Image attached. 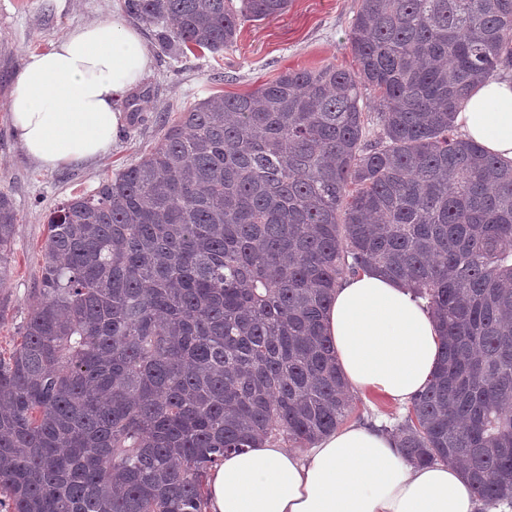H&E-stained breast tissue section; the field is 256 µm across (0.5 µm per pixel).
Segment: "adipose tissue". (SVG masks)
Returning a JSON list of instances; mask_svg holds the SVG:
<instances>
[{"label":"adipose tissue","mask_w":512,"mask_h":512,"mask_svg":"<svg viewBox=\"0 0 512 512\" xmlns=\"http://www.w3.org/2000/svg\"><path fill=\"white\" fill-rule=\"evenodd\" d=\"M153 54L139 30L98 21L30 53L8 100L15 137L39 167L96 160L117 139L119 105L143 87ZM467 139L512 163V79L478 87L456 116ZM328 334L350 391L411 403L440 350L435 320L404 283L371 270L336 288ZM207 512H476L458 466L408 461L377 427L353 423L305 452L265 441L225 454L207 478Z\"/></svg>","instance_id":"adipose-tissue-1"}]
</instances>
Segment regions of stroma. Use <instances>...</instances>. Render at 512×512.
Listing matches in <instances>:
<instances>
[{"mask_svg": "<svg viewBox=\"0 0 512 512\" xmlns=\"http://www.w3.org/2000/svg\"><path fill=\"white\" fill-rule=\"evenodd\" d=\"M123 0H0V191L18 210L11 258L12 277L0 315V352L18 340L37 284L40 250L49 213L73 195L95 190L107 177L136 163L161 138L164 122L217 93L253 91L288 70L328 63L351 69L347 40L360 0H291L287 11L260 22H244L236 42L224 52L175 56L159 48L148 25L140 30L153 50V68L144 86L121 109L126 120L111 151L102 159L57 170L39 168L21 150L5 104L26 56L49 50L74 27L96 20H126ZM353 423L405 416L406 406L375 393L352 396Z\"/></svg>", "mask_w": 512, "mask_h": 512, "instance_id": "obj_1", "label": "stroma"}]
</instances>
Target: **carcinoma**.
<instances>
[{
  "mask_svg": "<svg viewBox=\"0 0 512 512\" xmlns=\"http://www.w3.org/2000/svg\"><path fill=\"white\" fill-rule=\"evenodd\" d=\"M290 0H124L180 55ZM357 62L288 70L171 119L136 164L54 208L0 356L8 512H205L226 452L313 444L353 407L325 332L339 281L412 286L439 365L387 432L512 507V165L456 134L512 72V0H361ZM376 131L366 135L368 108ZM18 217L0 194V290Z\"/></svg>",
  "mask_w": 512,
  "mask_h": 512,
  "instance_id": "carcinoma-1",
  "label": "carcinoma"
}]
</instances>
